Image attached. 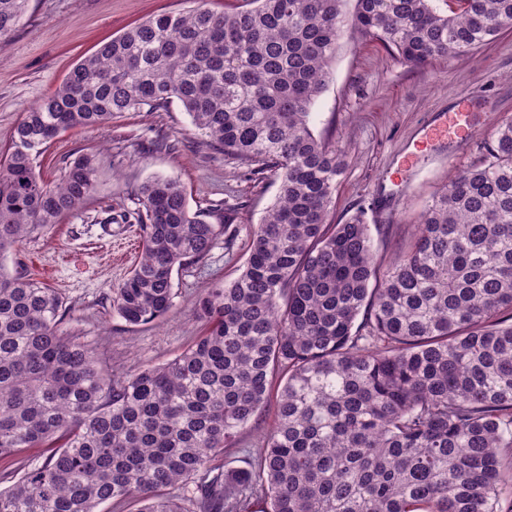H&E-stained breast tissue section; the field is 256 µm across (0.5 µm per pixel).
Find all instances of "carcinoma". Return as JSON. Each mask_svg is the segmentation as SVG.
I'll return each instance as SVG.
<instances>
[{"mask_svg": "<svg viewBox=\"0 0 512 512\" xmlns=\"http://www.w3.org/2000/svg\"><path fill=\"white\" fill-rule=\"evenodd\" d=\"M30 0H0V36ZM100 42L24 113L0 160V257L96 192L99 159L57 181L36 160L60 133L177 100L196 143L278 184L233 280L196 305L203 335L114 376L62 329L65 297L0 263V512H503L512 498V119L423 209L385 262L364 211L329 222L348 152L312 108L344 28L411 66L467 56L512 28V0H192ZM140 259L112 291L130 325L174 307V274L231 235L173 178L134 192ZM278 389L256 466L216 469Z\"/></svg>", "mask_w": 512, "mask_h": 512, "instance_id": "obj_1", "label": "carcinoma"}]
</instances>
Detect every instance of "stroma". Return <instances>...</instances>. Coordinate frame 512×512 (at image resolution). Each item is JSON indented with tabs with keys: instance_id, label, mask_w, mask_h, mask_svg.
<instances>
[{
	"instance_id": "1",
	"label": "stroma",
	"mask_w": 512,
	"mask_h": 512,
	"mask_svg": "<svg viewBox=\"0 0 512 512\" xmlns=\"http://www.w3.org/2000/svg\"><path fill=\"white\" fill-rule=\"evenodd\" d=\"M190 6V0H31L21 25L0 37V155L7 153L24 112L50 95L102 39L133 22ZM331 72L312 121L315 134L349 153L330 220L339 224L364 211L375 248L388 258L409 239L432 195L459 169L478 163L495 124L512 118V29L472 55L415 68L349 28L337 44ZM461 105L478 115L468 142H434L416 150L427 126ZM161 132L177 139L178 149L149 150V139ZM82 154L100 158L96 195L0 263L68 298L75 307L68 329L93 342L114 370L165 364L202 332L194 314L199 294L240 274L249 234L273 203L277 186L249 176L237 160L199 147L177 102L158 112L121 114L100 129L63 133L42 157L39 173L56 180L66 162ZM153 176L178 179L192 210L205 214L211 203L223 202L224 220L236 235L229 244L217 239L207 259L176 277L175 305L164 320L129 326L113 315L110 300L138 258L128 242L139 239V227L126 213L134 207L137 186ZM274 419V406H267L217 465L256 462Z\"/></svg>"
}]
</instances>
